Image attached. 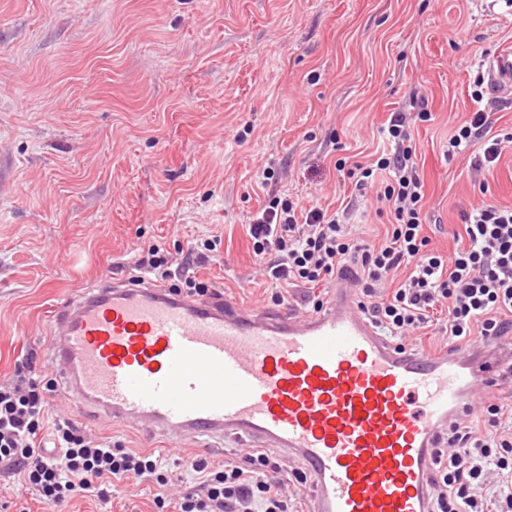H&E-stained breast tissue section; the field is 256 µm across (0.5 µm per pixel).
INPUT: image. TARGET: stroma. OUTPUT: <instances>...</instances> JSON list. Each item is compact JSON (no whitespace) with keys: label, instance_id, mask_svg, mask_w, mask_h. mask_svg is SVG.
Masks as SVG:
<instances>
[{"label":"stroma","instance_id":"35a3bbf8","mask_svg":"<svg viewBox=\"0 0 512 512\" xmlns=\"http://www.w3.org/2000/svg\"><path fill=\"white\" fill-rule=\"evenodd\" d=\"M512 54L503 0H0V382L28 353L55 383L48 423H77L157 451L174 471L221 465L233 440L177 444L81 412L46 344L53 311L119 276L156 241L171 256L221 237L198 276L239 304L274 308L246 226L266 203L263 172L299 206L344 208L337 159L368 162L410 93L430 247L449 255L481 197L512 205V149L480 174L448 140L477 106L467 87ZM153 484L52 507L0 474V512H155Z\"/></svg>","mask_w":512,"mask_h":512}]
</instances>
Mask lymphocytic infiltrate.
I'll return each mask as SVG.
<instances>
[{
	"instance_id": "obj_1",
	"label": "lymphocytic infiltrate",
	"mask_w": 512,
	"mask_h": 512,
	"mask_svg": "<svg viewBox=\"0 0 512 512\" xmlns=\"http://www.w3.org/2000/svg\"><path fill=\"white\" fill-rule=\"evenodd\" d=\"M468 94L481 108L457 128L448 153L474 150V168L490 173L512 147V134L492 131L489 110L496 102L486 97L484 73H477ZM428 118L425 100L410 96L391 113L387 147L374 161L336 162L353 197L374 191L387 213L380 243L353 239L342 213L302 210L274 195L248 226L253 252L277 288V302H285L289 285L315 287L339 278L354 288L366 319L395 342L433 327L451 345L500 347L512 338V206L481 201L463 213L464 237L451 258L429 250L425 182L412 138L413 124ZM217 245V239L204 240L176 264L150 243L126 265L158 282L179 278L186 295L209 296L211 284L196 270ZM36 361L28 354L13 377L0 382V464L42 502L59 506L87 493L104 500L114 482L135 480L157 486L159 512H295L300 504L304 468H293L295 484L286 488L280 456L265 449L221 466L194 457L176 476L161 456L93 437L71 422L54 426V446L46 448L40 433L53 387L36 375ZM428 480L430 512H512V407L489 401L479 415L450 418L440 447L430 451Z\"/></svg>"
}]
</instances>
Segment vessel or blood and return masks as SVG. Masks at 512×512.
<instances>
[{"label":"vessel or blood","mask_w":512,"mask_h":512,"mask_svg":"<svg viewBox=\"0 0 512 512\" xmlns=\"http://www.w3.org/2000/svg\"><path fill=\"white\" fill-rule=\"evenodd\" d=\"M48 355L72 399L111 422L297 456L313 512H427L437 436L499 385L482 347L398 350L343 288L300 315L116 279L56 310Z\"/></svg>","instance_id":"b4317fda"}]
</instances>
